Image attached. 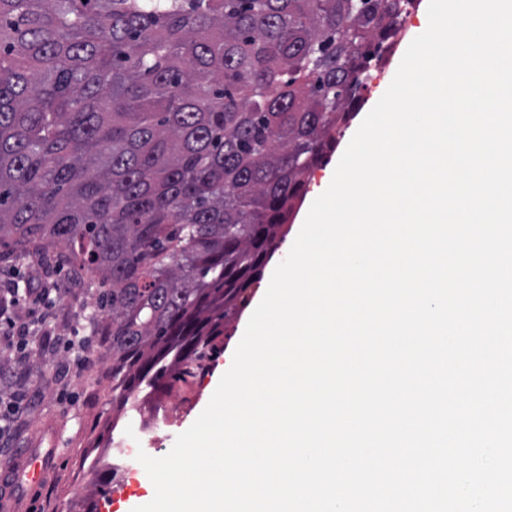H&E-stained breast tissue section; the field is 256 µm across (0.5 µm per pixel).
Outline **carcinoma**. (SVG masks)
Here are the masks:
<instances>
[{
	"label": "carcinoma",
	"mask_w": 512,
	"mask_h": 512,
	"mask_svg": "<svg viewBox=\"0 0 512 512\" xmlns=\"http://www.w3.org/2000/svg\"><path fill=\"white\" fill-rule=\"evenodd\" d=\"M413 3L0 0V242L103 288L112 402L215 349Z\"/></svg>",
	"instance_id": "obj_1"
}]
</instances>
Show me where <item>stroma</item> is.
<instances>
[{
    "label": "stroma",
    "instance_id": "35a3bbf8",
    "mask_svg": "<svg viewBox=\"0 0 512 512\" xmlns=\"http://www.w3.org/2000/svg\"><path fill=\"white\" fill-rule=\"evenodd\" d=\"M427 9L428 0H418L403 39L383 71L373 75L366 100L328 163L312 172L305 204L297 209L259 281L249 289L247 303L225 325L224 338L216 352L194 367L192 376L173 382L169 392L152 399L150 407L157 416L156 423L149 429L135 432L150 456L166 455L177 435L187 430L208 404L224 373L226 360L233 355L253 310L262 301L274 269L289 252L311 201L328 187L351 137L388 89L406 49L428 18ZM98 354V348H90V364L81 383L66 388L51 385L37 390L24 420L11 435L6 449L0 451V470L12 468L17 463L20 448L31 444L39 433L54 438L59 453L56 466L38 489L28 495L23 512H79L82 499L91 491L87 472L89 461L111 456V437H124L126 427L132 423L130 415L112 406V378L105 366L97 364ZM127 466L128 477L116 479L108 493L99 497V512H133L135 507L152 500L154 487L143 466L134 459L129 460Z\"/></svg>",
    "mask_w": 512,
    "mask_h": 512
}]
</instances>
